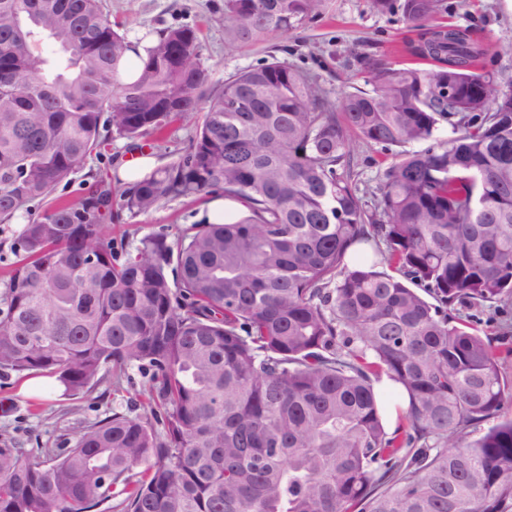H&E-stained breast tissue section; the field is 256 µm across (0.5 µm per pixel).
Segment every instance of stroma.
Wrapping results in <instances>:
<instances>
[{
  "label": "stroma",
  "mask_w": 512,
  "mask_h": 512,
  "mask_svg": "<svg viewBox=\"0 0 512 512\" xmlns=\"http://www.w3.org/2000/svg\"><path fill=\"white\" fill-rule=\"evenodd\" d=\"M105 10L123 25L128 40L149 41L171 27L197 28L199 62L210 73L209 89L219 88L225 78L267 59L277 46L293 47L290 63L310 66L311 54H333L334 68L323 74L322 85L329 97L341 99L352 87L362 85L360 58L387 59L398 64L411 61L409 47L417 32L407 28L400 10L376 12L370 0H326L321 19L283 37L269 35L252 45L231 47L224 42V0H102ZM445 12L437 22L470 28L486 54L487 70L512 79V0H444ZM193 125L174 122L161 133L154 148L135 149L129 140L113 137L103 154L91 157L60 183L53 197L74 201L94 178L101 177L122 188L119 170L123 163L145 156L154 168L174 161L191 144ZM211 200L202 193L164 201L148 213H123L119 223L108 229L114 245L135 246L148 233L176 238L201 226ZM148 371L129 368L105 397L96 393L69 396L55 379H41L36 393L22 392L23 376L0 374V434L27 448L50 447L65 450L73 445L84 426L112 411L141 416L140 395L149 383Z\"/></svg>",
  "instance_id": "35a3bbf8"
}]
</instances>
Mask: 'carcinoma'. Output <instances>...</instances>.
Segmentation results:
<instances>
[{
  "instance_id": "cac0c4a2",
  "label": "carcinoma",
  "mask_w": 512,
  "mask_h": 512,
  "mask_svg": "<svg viewBox=\"0 0 512 512\" xmlns=\"http://www.w3.org/2000/svg\"><path fill=\"white\" fill-rule=\"evenodd\" d=\"M371 3L423 30L411 51L439 69L367 62L336 103L274 55L202 97L189 27L160 32L125 83L131 43L101 0H0V219L113 134L197 123L118 205L97 180L14 242L1 370L73 395L133 365L152 378L144 415L114 412L62 456L1 440L0 512H512V83L478 67L469 29L426 27L442 0ZM323 9L224 0V40L286 35ZM355 136L425 148L400 152L370 202ZM202 192L246 210L122 253L106 236L125 210ZM384 379L405 396L392 431Z\"/></svg>"
}]
</instances>
